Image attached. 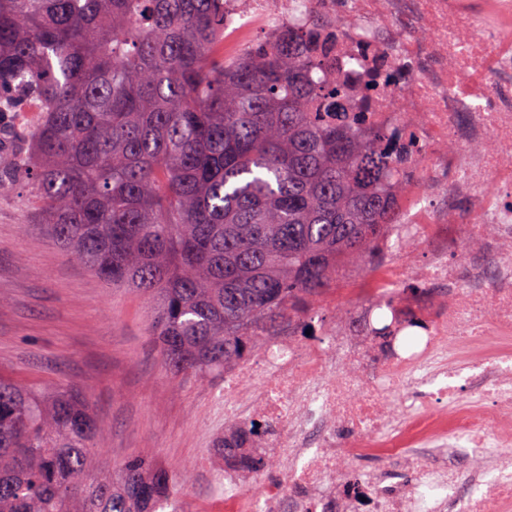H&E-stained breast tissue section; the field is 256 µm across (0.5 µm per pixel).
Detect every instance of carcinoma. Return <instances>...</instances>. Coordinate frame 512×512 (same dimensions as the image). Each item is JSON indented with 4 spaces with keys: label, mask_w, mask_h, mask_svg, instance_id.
I'll list each match as a JSON object with an SVG mask.
<instances>
[{
    "label": "carcinoma",
    "mask_w": 512,
    "mask_h": 512,
    "mask_svg": "<svg viewBox=\"0 0 512 512\" xmlns=\"http://www.w3.org/2000/svg\"><path fill=\"white\" fill-rule=\"evenodd\" d=\"M224 0H0V194L30 186L67 255L155 301L175 374L209 378L298 321L344 261L370 266L401 213L383 132L343 112L327 23L224 54ZM77 390L0 378V512H182L140 457L100 466ZM239 427L217 441L251 470Z\"/></svg>",
    "instance_id": "1"
}]
</instances>
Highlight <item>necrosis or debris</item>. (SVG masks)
<instances>
[{"label":"necrosis or debris","mask_w":512,"mask_h":512,"mask_svg":"<svg viewBox=\"0 0 512 512\" xmlns=\"http://www.w3.org/2000/svg\"><path fill=\"white\" fill-rule=\"evenodd\" d=\"M225 5L228 51L324 16L350 111L416 152L400 168L401 224L346 291L366 305L307 336L264 337L225 371L224 412L277 476L247 495L230 461L210 472L214 497L224 512H512V0ZM414 241L428 260L407 251ZM466 241L475 250L458 255ZM404 275L420 289L385 303ZM379 315L425 332L386 343L371 331ZM491 332L500 345L477 356ZM366 456L382 466L337 481Z\"/></svg>","instance_id":"1"}]
</instances>
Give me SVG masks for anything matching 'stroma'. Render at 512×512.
Listing matches in <instances>:
<instances>
[{"label": "stroma", "instance_id": "35a3bbf8", "mask_svg": "<svg viewBox=\"0 0 512 512\" xmlns=\"http://www.w3.org/2000/svg\"><path fill=\"white\" fill-rule=\"evenodd\" d=\"M28 187L0 195V375L23 387H76L105 431L101 474L141 456L175 475L185 512H215L209 463L224 379L174 376L148 333L153 302L67 258L37 222Z\"/></svg>", "mask_w": 512, "mask_h": 512}]
</instances>
